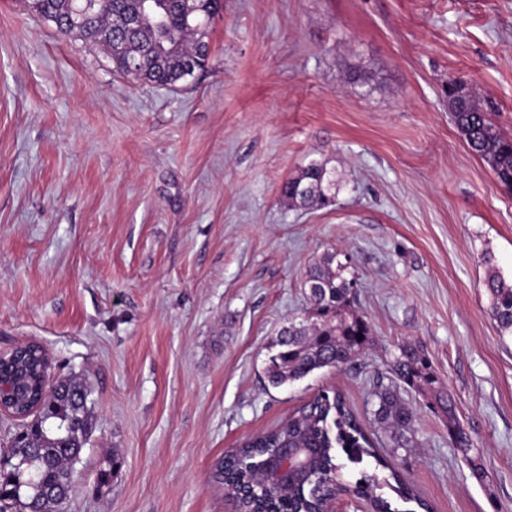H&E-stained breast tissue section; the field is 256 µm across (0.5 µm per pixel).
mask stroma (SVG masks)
Returning a JSON list of instances; mask_svg holds the SVG:
<instances>
[{
	"mask_svg": "<svg viewBox=\"0 0 512 512\" xmlns=\"http://www.w3.org/2000/svg\"><path fill=\"white\" fill-rule=\"evenodd\" d=\"M453 79L512 138V0H224L205 68L173 88L0 0V352L39 343L52 377L93 391L62 512H235L215 463L332 389L384 460L369 471L431 512H512V337L483 262L512 281V191L458 131ZM313 162L334 202L293 207L279 187ZM328 252L369 345L271 386L272 343ZM403 343L451 394L484 482L430 396L396 383L413 447L374 424Z\"/></svg>",
	"mask_w": 512,
	"mask_h": 512,
	"instance_id": "35a3bbf8",
	"label": "stroma"
}]
</instances>
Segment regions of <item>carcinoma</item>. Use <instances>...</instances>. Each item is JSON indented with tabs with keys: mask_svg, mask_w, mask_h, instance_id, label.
<instances>
[{
	"mask_svg": "<svg viewBox=\"0 0 512 512\" xmlns=\"http://www.w3.org/2000/svg\"><path fill=\"white\" fill-rule=\"evenodd\" d=\"M223 0H31L35 14L51 22L57 31L74 33L77 39L103 49L120 74L147 84L175 86L206 65L209 57L210 20L222 9ZM121 50L113 52L114 45ZM456 125L467 145L489 162L499 180L512 186V141L505 139L478 111L474 96L459 97L453 110ZM335 180L325 165L311 163L281 185L283 200L299 207L326 206ZM348 266L328 253L306 270L304 292L311 314L288 322L272 344L275 352L267 366L268 382L278 387L300 380L322 368H340L359 355L369 341L370 327L354 309L347 277ZM490 315L501 334L512 335V283L490 270L485 281ZM362 338H357V335ZM23 368L29 392L41 404L40 418L25 427L0 459V512H60L72 489L74 465L91 426L88 407L91 391L71 378L45 379L38 355L28 352L0 363V375L9 378ZM391 371L406 385L430 393L437 408L448 418V432L471 469L484 481L485 473L472 457V444L460 427L455 406L428 367L418 347L399 346ZM374 417L391 430L395 447L411 442L415 413L406 407L392 385L377 384ZM282 448H309V474L274 501L256 478ZM372 442L350 411L342 395L320 392L269 432L246 440L236 452L214 466L213 481L253 488L238 500L242 512H323L337 493H353L371 500L374 512H392L391 504L376 493L377 476L363 469L352 484L340 482L345 468L341 457L354 465L373 456Z\"/></svg>",
	"mask_w": 512,
	"mask_h": 512,
	"instance_id": "carcinoma-1",
	"label": "carcinoma"
}]
</instances>
